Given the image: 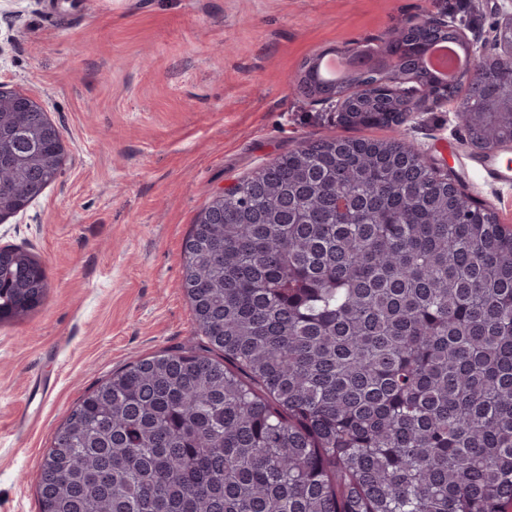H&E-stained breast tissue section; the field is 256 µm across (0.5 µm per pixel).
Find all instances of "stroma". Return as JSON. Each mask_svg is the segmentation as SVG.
<instances>
[{"instance_id":"1","label":"stroma","mask_w":512,"mask_h":512,"mask_svg":"<svg viewBox=\"0 0 512 512\" xmlns=\"http://www.w3.org/2000/svg\"><path fill=\"white\" fill-rule=\"evenodd\" d=\"M512 0H0V84L59 127L62 173L0 243L49 288L0 323V512H39L43 455L78 400L124 365L197 347L183 245L228 186L301 142L403 138L512 230V180L487 181L452 107L352 131L296 88L305 61L380 48L430 11L479 58Z\"/></svg>"}]
</instances>
